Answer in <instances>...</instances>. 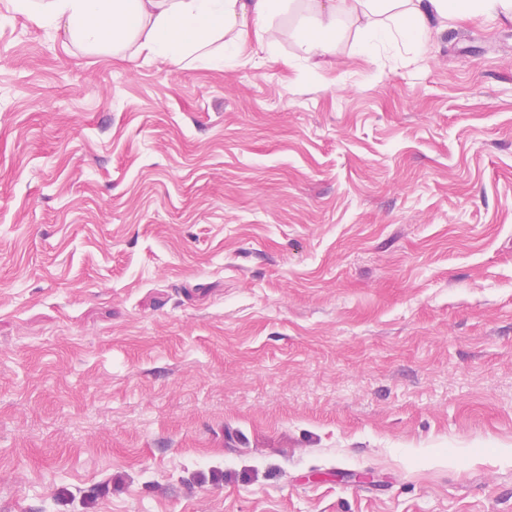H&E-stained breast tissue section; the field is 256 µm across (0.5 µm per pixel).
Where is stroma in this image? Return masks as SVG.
I'll return each instance as SVG.
<instances>
[{"label": "stroma", "instance_id": "stroma-1", "mask_svg": "<svg viewBox=\"0 0 512 512\" xmlns=\"http://www.w3.org/2000/svg\"><path fill=\"white\" fill-rule=\"evenodd\" d=\"M300 25L180 69L0 0V512H512V20Z\"/></svg>", "mask_w": 512, "mask_h": 512}]
</instances>
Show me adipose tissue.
Instances as JSON below:
<instances>
[{
  "label": "adipose tissue",
  "mask_w": 512,
  "mask_h": 512,
  "mask_svg": "<svg viewBox=\"0 0 512 512\" xmlns=\"http://www.w3.org/2000/svg\"><path fill=\"white\" fill-rule=\"evenodd\" d=\"M297 3L310 17L299 39L315 66L335 53L345 18L356 26L357 51L368 55L385 43L423 45L436 20L512 17V0H11L15 12L83 53L214 69L237 62L249 43H270L275 20Z\"/></svg>",
  "instance_id": "obj_1"
}]
</instances>
